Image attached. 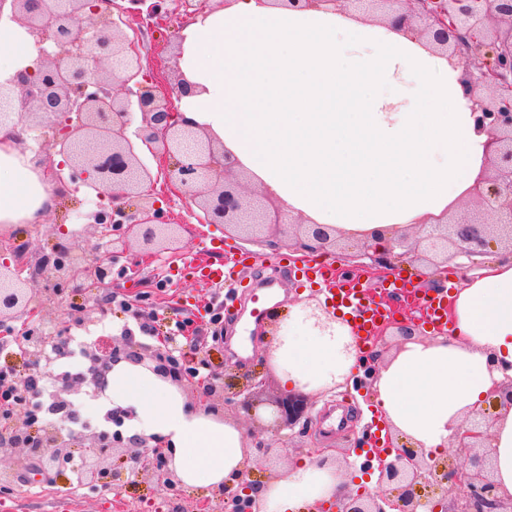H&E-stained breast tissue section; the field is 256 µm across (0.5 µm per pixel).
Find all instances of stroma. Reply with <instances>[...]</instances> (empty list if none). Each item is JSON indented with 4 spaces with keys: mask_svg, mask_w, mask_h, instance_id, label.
Masks as SVG:
<instances>
[{
    "mask_svg": "<svg viewBox=\"0 0 512 512\" xmlns=\"http://www.w3.org/2000/svg\"><path fill=\"white\" fill-rule=\"evenodd\" d=\"M185 17L176 12L166 18L159 29L143 31L141 22L134 29L142 30L138 45L142 63L159 69L178 51V38ZM156 196L168 218L186 224L183 234L185 248L177 265L178 276H170L171 262L142 257L131 262L129 256L113 253L111 238H99L89 223L88 214L97 210L100 201L87 187L66 185L57 208L39 224H17L7 230L8 236L28 246L29 263L50 252L55 242L72 240L98 256H111L112 287L92 284L78 289L63 288L45 300L38 316L0 327V337L21 338L32 332L40 336H80L84 331L107 325L112 337L130 336L139 331L138 343L144 347L170 351L184 363L206 362L207 373L222 376L231 401L223 415L238 422L251 442L264 445L267 455H254L249 463L248 480L260 483L277 478L293 457H315L317 442L329 443L333 450L327 464L336 468L359 469V441L377 428V421H364L365 412L373 410V393L355 384L352 375L311 394L308 416L298 422L290 434H282L273 424L270 407L260 408L258 421H251L234 403L233 396L252 378L264 380L260 398L269 400L283 393L279 376L270 366L260 342L254 341L255 330L264 335L276 333L288 315L289 305L306 301L320 305L319 288L296 282L289 270L278 260L293 255L287 239L275 237H242L220 226H199L189 213V203L178 190L157 189ZM246 252L253 257L244 288H216L195 278L194 265L229 261L235 253ZM266 285L277 289L281 298L269 307L262 323L250 317V288ZM125 298L129 306L114 304V297ZM220 313L221 328H214L210 315ZM339 415L337 427L325 428L332 415ZM29 461L18 454L0 468L12 476L10 486L0 488V504L12 512H226L220 499L203 502L199 490L167 489L153 475L131 474L116 490L103 491L81 485L74 472L62 476H29Z\"/></svg>",
    "mask_w": 512,
    "mask_h": 512,
    "instance_id": "1",
    "label": "stroma"
}]
</instances>
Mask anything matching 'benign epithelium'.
<instances>
[{"mask_svg": "<svg viewBox=\"0 0 512 512\" xmlns=\"http://www.w3.org/2000/svg\"><path fill=\"white\" fill-rule=\"evenodd\" d=\"M349 0H263L273 8L342 11ZM366 16L391 20L400 28L417 32L432 50L460 65L466 90L475 103L476 121L489 132L487 171L474 186L473 207L430 224H420L413 234H401L385 244L362 243L363 267L380 274L403 262L436 264L441 258L465 257L467 268L475 257L487 254L496 242L512 251V0H362ZM10 5L12 17L35 38L34 66L19 74L11 86L16 119L25 131H35L38 147L30 148L36 165L46 164L51 147L64 158L54 171L60 185L81 183L96 192L99 209L89 215L93 223L144 252L161 256L179 250L181 225L164 220L153 187L157 177L144 164L147 150L166 160L160 175L188 196L198 223L222 224L241 236L282 235L307 254L336 245L335 230L324 224H306L287 218L279 207L262 202L248 188L224 148L199 128L179 119L172 97L186 92L180 76L166 95H159L155 78L144 71L135 44L124 30L129 17L159 20L172 14L173 0H0V13ZM141 126L128 133L133 112ZM141 200L135 210L128 199ZM14 263L0 262V326L40 310L42 289L23 277L21 262L26 248H9ZM39 266L57 288H81L92 278L112 284V257L92 260L86 250L68 241L57 243L40 258ZM89 365L78 374L58 376L39 369L40 355L29 354L28 383L38 387L49 378L55 386L56 410L75 416L69 396L90 382L97 391L107 386L112 364L121 359L148 361L160 377L188 390L197 371L187 368L169 352L150 350L127 339L92 342L85 352ZM194 399L220 414L229 399L224 382L213 375ZM308 395L298 389L274 401L273 416L282 428L291 429L305 415ZM495 417L481 410L466 417L455 434L459 456L470 461L462 469L453 457L425 460L411 445L397 449L393 460L381 453L367 454L363 468H377L378 482L394 492L390 498L347 497L341 512H512V496H504L494 475L492 428ZM82 449L78 481L119 488L124 470L113 459L119 449L141 473L155 474L175 489L180 481L171 467L172 453L157 437H125L119 431L63 434L54 422L36 425L33 411L19 406L0 425V462L16 452H41L47 473L63 474L72 459V448ZM436 486L442 496L432 500L421 488ZM231 505V512H260L249 495L222 485L211 490Z\"/></svg>", "mask_w": 512, "mask_h": 512, "instance_id": "1", "label": "benign epithelium"}]
</instances>
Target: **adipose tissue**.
Returning <instances> with one entry per match:
<instances>
[{"label":"adipose tissue","mask_w":512,"mask_h":512,"mask_svg":"<svg viewBox=\"0 0 512 512\" xmlns=\"http://www.w3.org/2000/svg\"><path fill=\"white\" fill-rule=\"evenodd\" d=\"M191 91L183 116L223 144L286 214L335 228L346 239L389 238L461 207L483 175L489 134L478 127L461 71L412 32L347 13L281 10L261 0L200 14L179 39ZM36 56L28 29L0 16V84H13ZM0 126V229L38 224L58 203L52 173ZM453 336H410L373 384L392 431L441 457L469 413L512 382V253L467 271L449 313ZM351 320L293 308L271 345L282 385L316 391L356 361ZM102 408L132 410V436L174 450L181 484L236 482L250 448L235 422L190 405L150 368L113 365ZM493 428L495 477L512 494V409ZM345 472L293 459L253 495L263 512H307L345 500Z\"/></svg>","instance_id":"ef3b65f1"}]
</instances>
